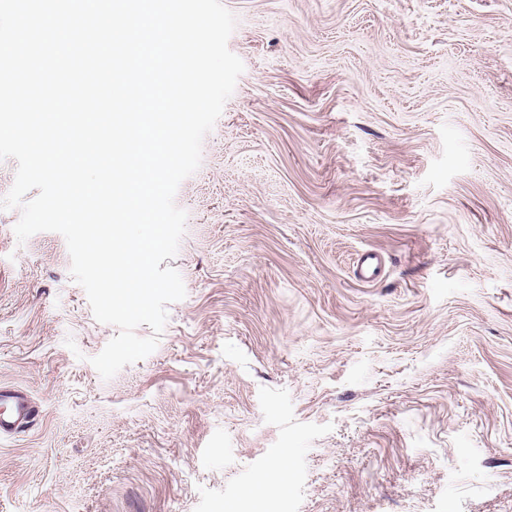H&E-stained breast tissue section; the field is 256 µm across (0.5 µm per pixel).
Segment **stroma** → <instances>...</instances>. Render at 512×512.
<instances>
[{"label": "stroma", "instance_id": "obj_1", "mask_svg": "<svg viewBox=\"0 0 512 512\" xmlns=\"http://www.w3.org/2000/svg\"><path fill=\"white\" fill-rule=\"evenodd\" d=\"M221 2L153 353L103 380L64 238L0 211V385L44 414L0 512H512V0Z\"/></svg>", "mask_w": 512, "mask_h": 512}]
</instances>
